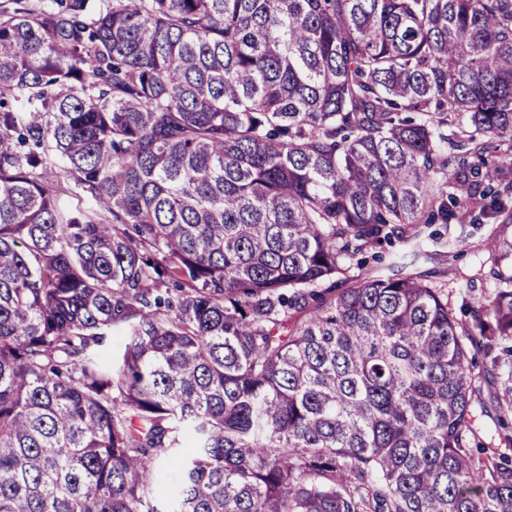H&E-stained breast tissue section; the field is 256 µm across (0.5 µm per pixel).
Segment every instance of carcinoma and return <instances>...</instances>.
<instances>
[{
  "label": "carcinoma",
  "instance_id": "1",
  "mask_svg": "<svg viewBox=\"0 0 512 512\" xmlns=\"http://www.w3.org/2000/svg\"><path fill=\"white\" fill-rule=\"evenodd\" d=\"M12 2L0 512H512V245L464 322L410 270L512 217V0ZM475 364L471 368L476 397L473 405L475 416L474 429L486 448H501V451L512 455V450L505 448L504 437L512 436V417L507 419L508 426H502L498 421L495 405L503 398L505 388L512 385L510 373L512 358L502 357L498 366H494L490 356L483 352L475 353Z\"/></svg>",
  "mask_w": 512,
  "mask_h": 512
}]
</instances>
